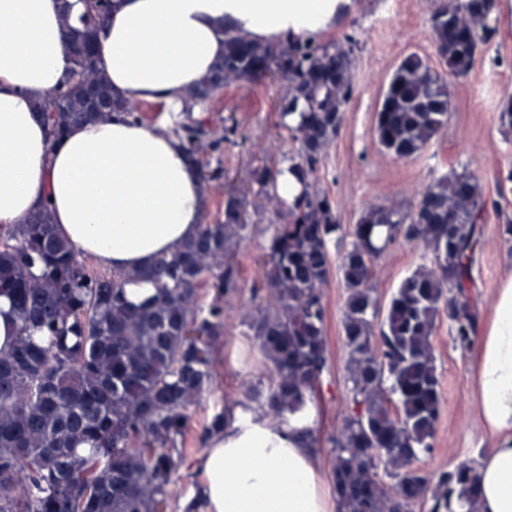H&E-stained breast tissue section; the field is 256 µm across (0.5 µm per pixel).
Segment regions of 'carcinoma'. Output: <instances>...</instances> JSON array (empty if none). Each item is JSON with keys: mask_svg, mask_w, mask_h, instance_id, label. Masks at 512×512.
Here are the masks:
<instances>
[{"mask_svg": "<svg viewBox=\"0 0 512 512\" xmlns=\"http://www.w3.org/2000/svg\"><path fill=\"white\" fill-rule=\"evenodd\" d=\"M495 7L496 0H440L431 30L444 71L417 53L397 64L375 113L385 154L411 158L447 124V77L472 71ZM108 11L109 0L86 4L83 27L69 33V44L93 40ZM75 68L90 82L76 77L39 104L55 136L123 108L91 55ZM352 69L350 48L230 33L224 58L189 93L183 119L172 129L202 169V142L217 149L224 136L192 112L225 87L279 72L288 76V106L307 103L303 120L289 128L299 147L288 161L302 175L304 192L289 204L276 190L281 169L265 163L250 172L284 221L273 225L264 282L253 295L273 302L250 322L273 381L265 390L251 389L244 407L254 404L282 424L307 409L329 368L323 287L335 269L347 292L342 335L352 394L334 440L337 512H412L427 499L431 512H441L455 493L477 512L474 462L433 475L415 461L432 452L441 412L436 321L448 318L460 348L474 345L471 268L488 208L512 238V215L500 203L512 171L501 179L497 200L473 175L452 172L427 186L415 209L368 207L344 231L333 199L311 179L341 129ZM90 84L111 106L90 103ZM498 121L512 131L511 94L499 101ZM245 215V200L230 193L224 215L202 224L177 254L138 272L110 274L75 253L45 207L22 224L0 227V296L10 299L15 327L12 347L0 351V512H167L177 471L173 449L191 406L212 384L224 300L242 279L236 252L245 239ZM346 235L349 247L332 257L329 243ZM400 240L430 250L431 264L401 281L377 325L374 262ZM139 278L153 282L156 295L136 305L126 300L124 285ZM204 291L212 294L206 304L200 303Z\"/></svg>", "mask_w": 512, "mask_h": 512, "instance_id": "1", "label": "carcinoma"}]
</instances>
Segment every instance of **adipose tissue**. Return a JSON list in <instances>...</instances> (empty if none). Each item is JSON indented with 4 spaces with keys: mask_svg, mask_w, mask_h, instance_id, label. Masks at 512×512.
Listing matches in <instances>:
<instances>
[{
    "mask_svg": "<svg viewBox=\"0 0 512 512\" xmlns=\"http://www.w3.org/2000/svg\"><path fill=\"white\" fill-rule=\"evenodd\" d=\"M340 0H110L93 63L127 103L163 104L164 121L124 113L52 139L36 100L70 78L64 25L83 0H0V225L48 206L57 231L101 267L138 270L176 254L204 222V181L167 123L224 55L226 33L264 42L307 38L336 19ZM481 459L479 512H512V275L481 322L473 372ZM311 414L271 425L235 409L195 468L204 512H334L308 445Z\"/></svg>",
    "mask_w": 512,
    "mask_h": 512,
    "instance_id": "ef3b65f1",
    "label": "adipose tissue"
}]
</instances>
